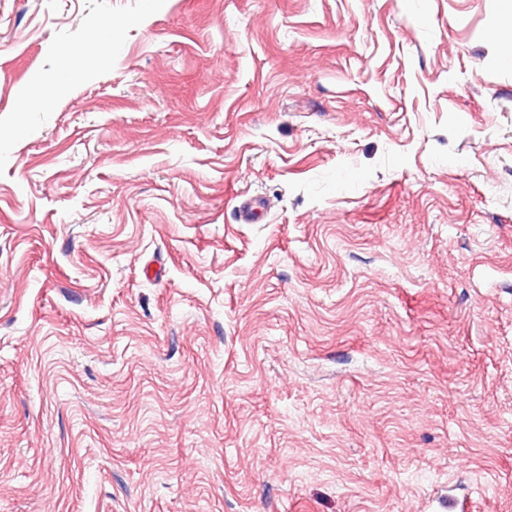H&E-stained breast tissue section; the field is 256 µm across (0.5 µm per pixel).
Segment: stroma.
I'll return each mask as SVG.
<instances>
[{
	"label": "stroma",
	"instance_id": "stroma-1",
	"mask_svg": "<svg viewBox=\"0 0 512 512\" xmlns=\"http://www.w3.org/2000/svg\"><path fill=\"white\" fill-rule=\"evenodd\" d=\"M511 38L0 0V512H512ZM266 203L257 195L244 196L238 202L237 213L240 224H255L265 215Z\"/></svg>",
	"mask_w": 512,
	"mask_h": 512
}]
</instances>
